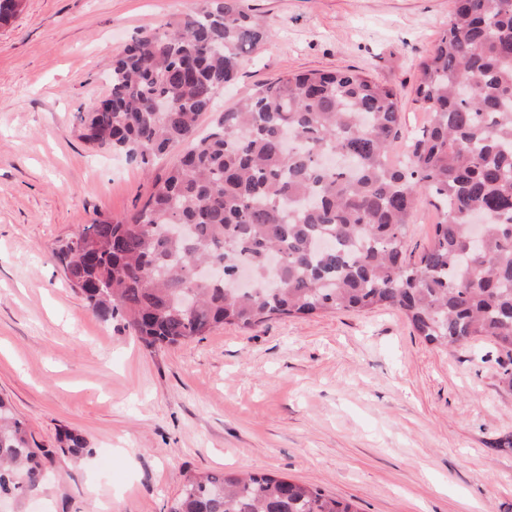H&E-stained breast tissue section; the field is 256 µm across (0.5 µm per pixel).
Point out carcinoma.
<instances>
[{
  "label": "carcinoma",
  "mask_w": 512,
  "mask_h": 512,
  "mask_svg": "<svg viewBox=\"0 0 512 512\" xmlns=\"http://www.w3.org/2000/svg\"><path fill=\"white\" fill-rule=\"evenodd\" d=\"M270 36L245 0H206L113 61L105 99L79 115L81 137L147 174L181 154L139 209L98 215L53 251L70 288L147 349L226 324L395 307L429 344L492 342L512 390V0H455L415 89L429 124L397 162V95L355 69L283 76L214 111L244 53ZM422 194L439 220L415 260L405 230ZM172 224L189 234L170 235ZM198 264L224 279L196 277ZM30 438L0 398V497L16 512L44 492L57 453H94L73 431L57 448ZM168 512L356 510L270 474L201 472Z\"/></svg>",
  "instance_id": "obj_1"
}]
</instances>
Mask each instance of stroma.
<instances>
[{
  "instance_id": "1",
  "label": "stroma",
  "mask_w": 512,
  "mask_h": 512,
  "mask_svg": "<svg viewBox=\"0 0 512 512\" xmlns=\"http://www.w3.org/2000/svg\"><path fill=\"white\" fill-rule=\"evenodd\" d=\"M203 0H23L0 26V395L35 442L81 433L57 457L42 512H167L186 477L268 472L356 512H512V391L488 341L427 345L393 308L233 325L155 351L87 310L52 257L95 214L123 216L152 187L80 137L134 38ZM271 30L218 96L224 110L279 77L351 67L414 89L454 0H248Z\"/></svg>"
}]
</instances>
